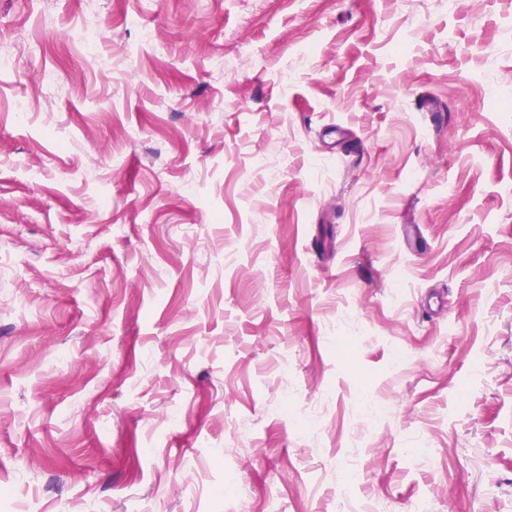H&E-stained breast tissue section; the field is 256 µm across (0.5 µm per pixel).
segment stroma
I'll return each mask as SVG.
<instances>
[{
    "mask_svg": "<svg viewBox=\"0 0 512 512\" xmlns=\"http://www.w3.org/2000/svg\"><path fill=\"white\" fill-rule=\"evenodd\" d=\"M0 49V512H512V0Z\"/></svg>",
    "mask_w": 512,
    "mask_h": 512,
    "instance_id": "1",
    "label": "stroma"
}]
</instances>
